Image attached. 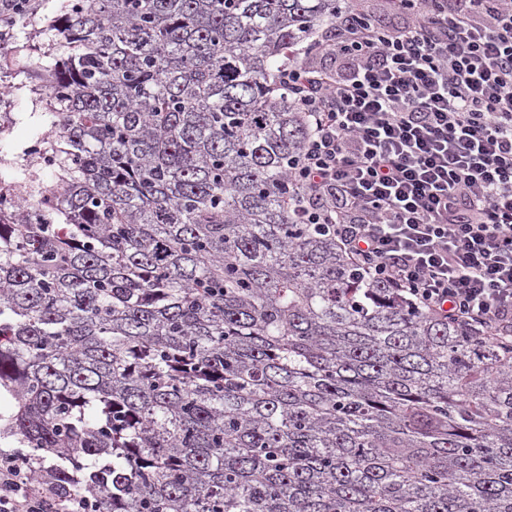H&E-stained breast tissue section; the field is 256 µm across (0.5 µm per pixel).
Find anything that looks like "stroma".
I'll list each match as a JSON object with an SVG mask.
<instances>
[{
	"mask_svg": "<svg viewBox=\"0 0 512 512\" xmlns=\"http://www.w3.org/2000/svg\"><path fill=\"white\" fill-rule=\"evenodd\" d=\"M63 5L64 0H33L0 44V188L21 196L55 179L32 161L28 148L50 128L48 87L56 61L70 53L52 26Z\"/></svg>",
	"mask_w": 512,
	"mask_h": 512,
	"instance_id": "35a3bbf8",
	"label": "stroma"
}]
</instances>
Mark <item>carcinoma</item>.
Instances as JSON below:
<instances>
[{
	"label": "carcinoma",
	"mask_w": 512,
	"mask_h": 512,
	"mask_svg": "<svg viewBox=\"0 0 512 512\" xmlns=\"http://www.w3.org/2000/svg\"><path fill=\"white\" fill-rule=\"evenodd\" d=\"M342 0H68L55 182L0 211V391L98 512H512V335L298 212L278 68Z\"/></svg>",
	"instance_id": "1"
}]
</instances>
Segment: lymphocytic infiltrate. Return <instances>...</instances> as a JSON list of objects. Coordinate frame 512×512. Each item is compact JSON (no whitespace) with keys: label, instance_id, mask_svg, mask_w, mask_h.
<instances>
[{"label":"lymphocytic infiltrate","instance_id":"obj_1","mask_svg":"<svg viewBox=\"0 0 512 512\" xmlns=\"http://www.w3.org/2000/svg\"><path fill=\"white\" fill-rule=\"evenodd\" d=\"M395 29L348 9L321 54L344 73H278L310 117L292 176L372 277L486 337L512 332V0H389ZM0 512H95L34 485L0 449Z\"/></svg>","mask_w":512,"mask_h":512}]
</instances>
